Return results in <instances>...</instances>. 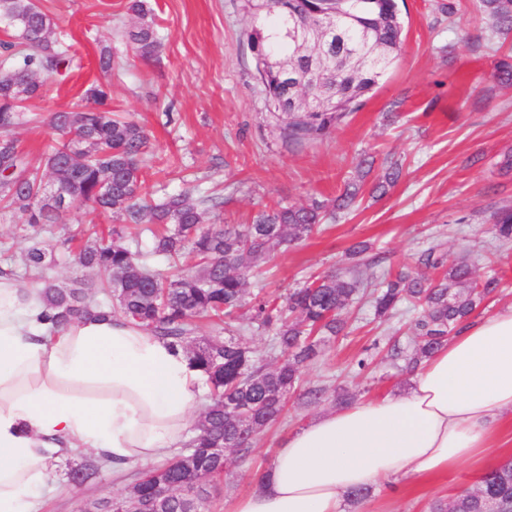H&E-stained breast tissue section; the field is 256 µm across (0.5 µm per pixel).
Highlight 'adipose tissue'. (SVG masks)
<instances>
[{
	"mask_svg": "<svg viewBox=\"0 0 512 512\" xmlns=\"http://www.w3.org/2000/svg\"><path fill=\"white\" fill-rule=\"evenodd\" d=\"M36 285L0 277V512H36L64 450L113 473L188 441L208 382L181 348L113 316L43 321ZM400 394L313 418L228 512H338L351 489L435 476L493 453L512 420V305L462 323Z\"/></svg>",
	"mask_w": 512,
	"mask_h": 512,
	"instance_id": "ef3b65f1",
	"label": "adipose tissue"
}]
</instances>
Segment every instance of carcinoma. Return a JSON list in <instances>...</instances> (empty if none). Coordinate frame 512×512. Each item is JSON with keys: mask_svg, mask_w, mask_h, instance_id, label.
<instances>
[{"mask_svg": "<svg viewBox=\"0 0 512 512\" xmlns=\"http://www.w3.org/2000/svg\"><path fill=\"white\" fill-rule=\"evenodd\" d=\"M329 0H264L265 16L246 32L256 71L270 104L288 100L285 130L297 140L325 135L362 105L378 78L398 58L403 44L404 19L398 0H346L349 21H338L348 52L365 56L355 68L337 58L326 69L332 99L323 111L310 106L316 90L304 78V61L318 49L294 42L286 33L291 18L316 20L330 8ZM480 7L501 37L512 33V0H481ZM136 18L132 43L143 58L157 52L160 41L155 16L146 0H127ZM16 29V40L0 42V221L19 212L31 229L29 245L18 266L0 268V274L22 273L43 281L47 311L43 318L59 328L72 319L108 308L112 315L144 328L152 336L186 350L190 361L208 377L210 402L196 424L197 434L187 451L170 462L147 467L123 494L112 498V512L135 509L130 493L139 486L150 490L148 512H204L203 481L224 478L226 455L219 449L247 454L256 437L284 413L288 394L300 385L301 371L315 363L323 348L345 328L340 312L365 294L359 276L384 257L367 241H355L345 250L348 266L325 274L288 292L282 300L255 294L248 297L253 267L279 247L300 242L318 231L324 218L322 203L310 207H278L259 211L250 224L227 228L205 225L201 206L215 200L208 195L195 203L187 192L154 200L145 192V169L150 137L143 126L112 113L109 93L100 85L85 92L87 104L57 111L50 125L64 138L48 146L45 168L52 183L28 161L14 137L24 119L25 103L38 96L44 80L71 66L69 50L53 39L56 22L35 0H0V21ZM288 60V78L271 61ZM401 170L394 162L374 177L371 193L384 195ZM361 185L344 184L332 210L349 211ZM79 205L93 213L112 215L123 227L70 249L71 262L102 271L98 282L75 280L62 288L46 279L51 255L41 239L45 224ZM493 231L512 240V208L491 214ZM151 234V248L122 243ZM195 263L182 265L185 254ZM418 272L388 273L370 292L375 318L384 321L402 304L416 314L414 339L407 347L393 345L390 357L410 373L448 342L485 298L497 291L498 279L473 277L471 266L456 263L437 278L429 271L443 267L436 248L423 251ZM249 306L243 322L239 312ZM212 327L198 336L197 322ZM272 335L279 359L272 367L256 362L242 342L252 328ZM106 467L94 459L73 472L82 485ZM496 503L512 504V460L486 472L474 488L447 501L437 500L431 512H490Z\"/></svg>", "mask_w": 512, "mask_h": 512, "instance_id": "obj_1", "label": "carcinoma"}]
</instances>
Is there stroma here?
Segmentation results:
<instances>
[{
	"mask_svg": "<svg viewBox=\"0 0 512 512\" xmlns=\"http://www.w3.org/2000/svg\"><path fill=\"white\" fill-rule=\"evenodd\" d=\"M37 3L55 19L58 38L72 43L81 66L48 81L29 102L41 120L20 125L15 136L32 163L42 162L51 140L46 117L80 104L95 82L109 91L113 111L151 135L148 192L158 197L186 189L197 200L223 184L218 214L224 225L250 223L267 207L335 198L344 183L357 180V165L370 154L380 164L398 163V182L384 196L363 194L355 210L324 220L321 233L261 261L258 281L266 292L276 297L311 275L345 266V248L365 240L383 253L384 271L413 267L421 252L435 246L446 265L465 260L475 278L497 277L499 292L478 315L512 304V240L498 239L490 220L495 208L512 205V172L500 169L504 154L512 152V86L494 78L500 61L512 62V37L493 33L479 0H404L398 60L357 112L324 136L301 142L286 137L282 114L265 105L242 0H149L160 47L148 59L128 36L133 21L126 0ZM105 46L115 64L108 75L98 67ZM92 224L106 229L114 220L73 208L44 232L53 251L46 275L58 286L99 279L98 271L73 265L60 244ZM343 317L350 333L325 346L304 372L306 382L326 385L328 395L316 403L289 397L287 415L258 437L247 457L231 455L223 480L208 484L204 512H224L225 501L250 493L254 472L272 465L289 434L336 409L333 390L364 401L409 387V375L383 361L376 345L395 333L410 338L411 314L401 310L379 323L367 300L358 299ZM362 360L367 368H359ZM495 446L490 460L434 478L404 475L373 487L362 504L341 502L339 512H429L435 500L449 499L512 459V423ZM87 455L74 448L56 461L55 480L39 497L37 512H86L93 499L120 495L134 481L135 471L118 480L106 469L74 486L69 474Z\"/></svg>",
	"mask_w": 512,
	"mask_h": 512,
	"instance_id": "35a3bbf8",
	"label": "stroma"
}]
</instances>
